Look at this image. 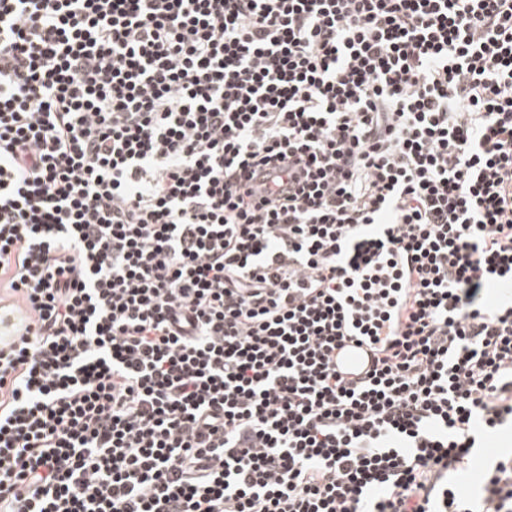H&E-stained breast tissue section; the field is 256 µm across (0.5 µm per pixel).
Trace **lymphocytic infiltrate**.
<instances>
[{"label":"lymphocytic infiltrate","instance_id":"1","mask_svg":"<svg viewBox=\"0 0 512 512\" xmlns=\"http://www.w3.org/2000/svg\"><path fill=\"white\" fill-rule=\"evenodd\" d=\"M505 278L512 0H0V512H512ZM27 325L25 312L13 310L10 313L0 310V345L11 343ZM377 355L372 345L354 337L346 338L332 356L336 372L350 381L366 377L375 367Z\"/></svg>","mask_w":512,"mask_h":512}]
</instances>
